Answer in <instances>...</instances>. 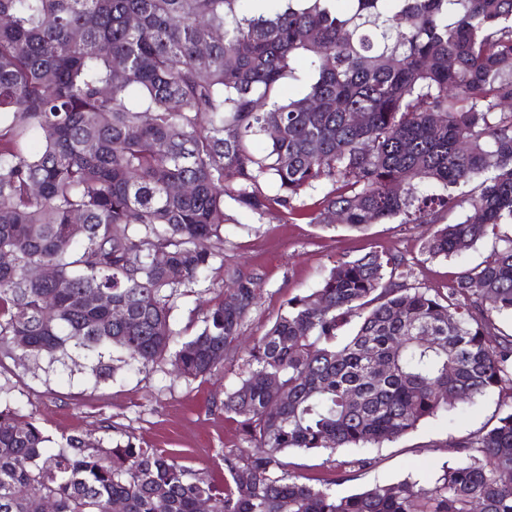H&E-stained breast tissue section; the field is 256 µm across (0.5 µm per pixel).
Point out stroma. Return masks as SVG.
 <instances>
[{"instance_id": "1", "label": "stroma", "mask_w": 512, "mask_h": 512, "mask_svg": "<svg viewBox=\"0 0 512 512\" xmlns=\"http://www.w3.org/2000/svg\"><path fill=\"white\" fill-rule=\"evenodd\" d=\"M224 254L216 258L206 284L188 285L172 312L174 327L190 335L200 327L199 312L220 299L223 289L242 280L257 288L259 300L246 315L242 340L262 335L289 298L318 288L336 260L353 259L371 251L407 259L413 285L445 294L458 274L482 262L498 246L499 235L512 236V224L487 236L460 255L432 257L423 250L426 228L392 220L364 230L343 224H313L307 217L272 206L258 216L225 200ZM244 352L224 363L222 373L209 379L176 377L171 365L150 371L120 368L113 378L96 380L94 358L69 351L52 362L20 355H0V398L33 414L53 439L81 433L102 446L133 432L137 441L175 454L184 467L224 482V451L241 447L237 422L220 408L224 388L244 368ZM505 398L489 392L447 414L422 419L410 433L363 449L334 455L290 451L291 474L337 480V492L349 495L377 485L406 479L433 480L443 465L457 456L447 443L492 427ZM370 458L359 466V458Z\"/></svg>"}]
</instances>
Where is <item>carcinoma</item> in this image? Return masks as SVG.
Returning <instances> with one entry per match:
<instances>
[{
  "mask_svg": "<svg viewBox=\"0 0 512 512\" xmlns=\"http://www.w3.org/2000/svg\"><path fill=\"white\" fill-rule=\"evenodd\" d=\"M287 81L299 92L285 99ZM326 184L310 222L401 216L428 226L433 257L512 224V0H0L1 352L71 346L100 378L113 360L215 374L256 289L237 283L187 339L171 312L220 255L224 199L260 216ZM499 241L443 296L372 251L289 298L225 391L243 447L224 453L222 487L129 432L110 448L82 434L55 445L0 403V512H196L202 499L213 512H512V403L449 441L465 457L424 485L339 495L284 460L399 438L490 391L512 399V336L492 320L512 316V236ZM35 264L54 278L30 280Z\"/></svg>",
  "mask_w": 512,
  "mask_h": 512,
  "instance_id": "obj_1",
  "label": "carcinoma"
}]
</instances>
